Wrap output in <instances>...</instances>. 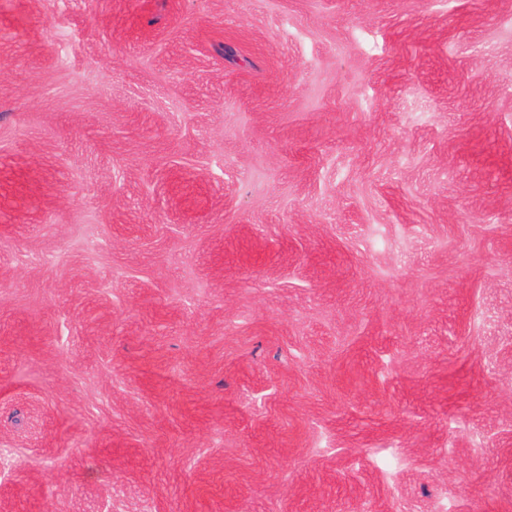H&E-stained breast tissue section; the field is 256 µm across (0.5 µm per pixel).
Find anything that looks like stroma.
I'll use <instances>...</instances> for the list:
<instances>
[{
  "mask_svg": "<svg viewBox=\"0 0 512 512\" xmlns=\"http://www.w3.org/2000/svg\"><path fill=\"white\" fill-rule=\"evenodd\" d=\"M0 448V512H512V0H0Z\"/></svg>",
  "mask_w": 512,
  "mask_h": 512,
  "instance_id": "stroma-1",
  "label": "stroma"
}]
</instances>
